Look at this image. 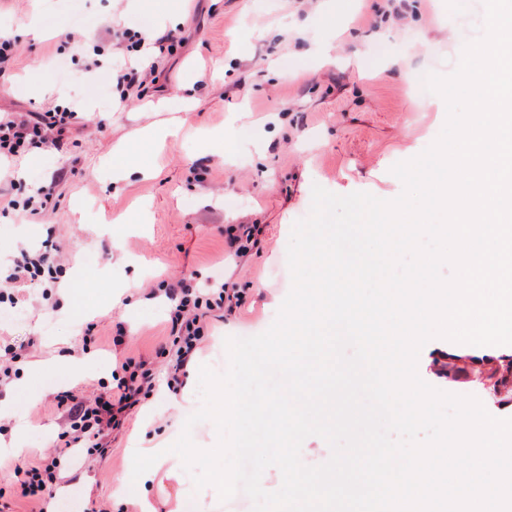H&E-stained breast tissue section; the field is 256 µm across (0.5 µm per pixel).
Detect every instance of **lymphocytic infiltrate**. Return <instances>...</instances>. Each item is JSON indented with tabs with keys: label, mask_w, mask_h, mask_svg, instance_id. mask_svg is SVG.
I'll return each mask as SVG.
<instances>
[{
	"label": "lymphocytic infiltrate",
	"mask_w": 512,
	"mask_h": 512,
	"mask_svg": "<svg viewBox=\"0 0 512 512\" xmlns=\"http://www.w3.org/2000/svg\"><path fill=\"white\" fill-rule=\"evenodd\" d=\"M76 118L75 106L59 105L47 112L30 113L26 118L0 119V161L13 159L33 149H59ZM56 250V244L46 240L38 250L23 252L12 271L5 276V283L24 288L44 275L48 278V287H56V279L50 276L56 263ZM224 293V284L220 281L214 282L204 295L185 287L169 289V298L175 303L171 323L178 328L172 339L177 348V366L183 367L190 362L202 337L200 320L209 311L223 307ZM155 385L152 373L145 370L138 374L130 373L128 378L119 380L109 396L101 395L91 402L79 399L69 390L59 392L57 405L67 414L70 429L59 436L58 455L39 458L23 468V497L42 500L48 485L57 477L63 456L69 455L80 443H87V455L104 452L101 439L105 432L117 427L124 414L139 403L143 390L153 389Z\"/></svg>",
	"instance_id": "1"
}]
</instances>
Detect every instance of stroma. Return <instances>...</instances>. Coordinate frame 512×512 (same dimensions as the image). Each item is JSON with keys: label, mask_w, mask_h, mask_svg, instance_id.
Returning a JSON list of instances; mask_svg holds the SVG:
<instances>
[{"label": "stroma", "mask_w": 512, "mask_h": 512, "mask_svg": "<svg viewBox=\"0 0 512 512\" xmlns=\"http://www.w3.org/2000/svg\"><path fill=\"white\" fill-rule=\"evenodd\" d=\"M484 0H0V37L13 51L0 70V113L44 112L72 100L84 110V130L60 149L12 161L13 184L0 196L20 199L55 183L54 210L38 220L0 213V269L21 250L53 239L67 281L61 302L38 287L10 290L0 300V356L13 350L16 376L0 385V440L17 450L0 455V512H123L112 499V477L130 469L140 441L175 442L198 410L199 369L227 359L225 337L266 331L291 288L287 246L293 224L309 215L313 186L337 194L367 192L384 200L403 189L391 168L414 158L439 136L444 100L428 94L420 107L407 72L443 76L462 48L482 34ZM49 25L41 40L23 37L33 19ZM180 28L182 46L155 54V77L120 99L108 68H92L96 50L121 61L116 30L160 36ZM93 38H86V31ZM337 48L334 65L321 51ZM294 70L280 75L281 65ZM204 71L192 93L181 86L191 69ZM105 117L97 129V117ZM180 118L177 140L155 147L131 141L140 127ZM130 141L134 154L155 162L157 176L112 178L113 148ZM146 204L144 223L100 232V214L114 217ZM83 208L85 223L72 221ZM255 244L240 250L243 227ZM223 279V310L209 314L188 365L187 386L163 384L171 354L167 285L197 288ZM94 324L96 348L83 351L81 330ZM512 354V345L481 348L443 338L421 349L417 370L429 385L479 399L498 418L512 405L494 400L480 366L459 385L444 371L451 355ZM151 369L158 385L107 438L109 451L62 472L47 504L20 495L14 467L54 450L66 430L56 395L70 389L86 400L112 385L125 358ZM181 489L192 512H252L249 497L220 501L214 487Z\"/></svg>", "instance_id": "stroma-1"}]
</instances>
